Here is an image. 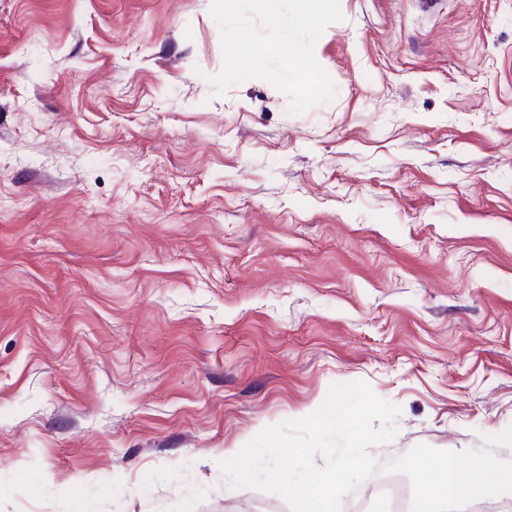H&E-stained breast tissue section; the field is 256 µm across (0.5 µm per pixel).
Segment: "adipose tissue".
Segmentation results:
<instances>
[{
    "instance_id": "1",
    "label": "adipose tissue",
    "mask_w": 512,
    "mask_h": 512,
    "mask_svg": "<svg viewBox=\"0 0 512 512\" xmlns=\"http://www.w3.org/2000/svg\"><path fill=\"white\" fill-rule=\"evenodd\" d=\"M439 474L418 489L414 512H469L475 505H498L512 496V466L493 467L476 457L462 467L441 468Z\"/></svg>"
}]
</instances>
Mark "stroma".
Here are the masks:
<instances>
[{
    "instance_id": "35a3bbf8",
    "label": "stroma",
    "mask_w": 512,
    "mask_h": 512,
    "mask_svg": "<svg viewBox=\"0 0 512 512\" xmlns=\"http://www.w3.org/2000/svg\"><path fill=\"white\" fill-rule=\"evenodd\" d=\"M211 3L0 0V512H290L219 462L335 383L512 426V0H340L302 112Z\"/></svg>"
}]
</instances>
